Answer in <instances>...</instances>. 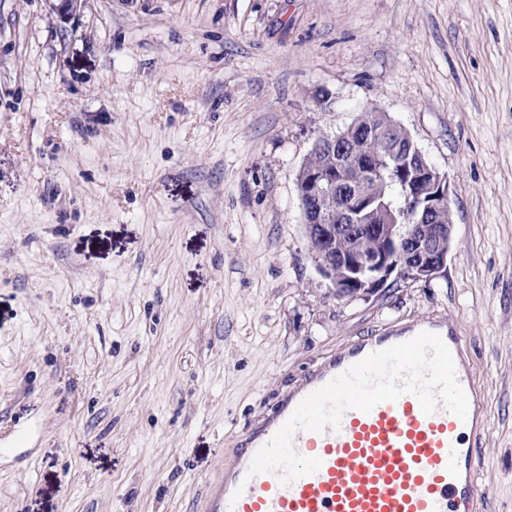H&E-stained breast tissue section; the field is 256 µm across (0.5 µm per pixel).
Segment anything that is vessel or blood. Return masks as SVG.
<instances>
[{"label": "vessel or blood", "instance_id": "obj_1", "mask_svg": "<svg viewBox=\"0 0 512 512\" xmlns=\"http://www.w3.org/2000/svg\"><path fill=\"white\" fill-rule=\"evenodd\" d=\"M423 332L439 335L449 348L458 382L468 398L466 419L444 408L425 414L418 399L405 394L370 412L346 410L339 430L296 431L293 449L316 457L320 468L281 484L278 473L249 470L256 453L313 391L369 354L409 341ZM463 341L444 319L355 339L331 355L276 404L255 428L244 433L211 490L210 512H472L481 500L478 436L485 428L483 404Z\"/></svg>", "mask_w": 512, "mask_h": 512}]
</instances>
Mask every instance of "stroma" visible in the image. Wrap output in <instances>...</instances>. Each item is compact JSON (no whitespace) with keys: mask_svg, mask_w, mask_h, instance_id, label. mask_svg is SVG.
<instances>
[{"mask_svg":"<svg viewBox=\"0 0 512 512\" xmlns=\"http://www.w3.org/2000/svg\"><path fill=\"white\" fill-rule=\"evenodd\" d=\"M450 178L430 281L339 298L296 176L367 109ZM447 319L512 512V0H0V512H207L325 357ZM51 11L61 24L72 25L78 20L87 0H50Z\"/></svg>","mask_w":512,"mask_h":512,"instance_id":"35a3bbf8","label":"stroma"}]
</instances>
